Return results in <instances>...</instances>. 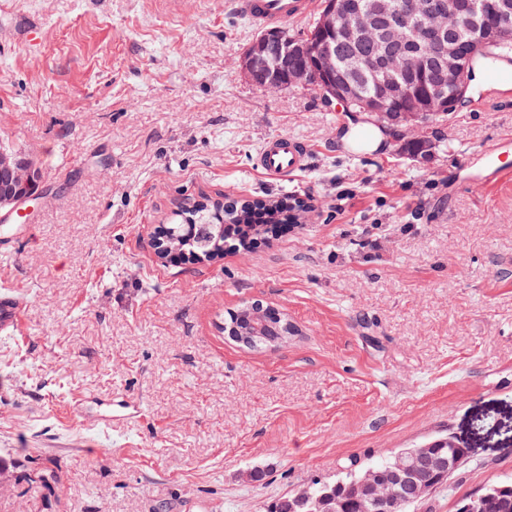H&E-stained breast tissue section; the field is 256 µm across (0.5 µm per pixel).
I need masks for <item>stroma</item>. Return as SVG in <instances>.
I'll list each match as a JSON object with an SVG mask.
<instances>
[{"mask_svg":"<svg viewBox=\"0 0 512 512\" xmlns=\"http://www.w3.org/2000/svg\"><path fill=\"white\" fill-rule=\"evenodd\" d=\"M4 29L0 146L42 179L0 265L25 304L0 338V512H265L445 433L473 455L411 512L512 479V183L458 169L480 152L512 166V90L481 111L476 78L423 166L355 149L369 114L236 74L259 29L230 0H0ZM280 135L311 149L285 180L253 165ZM287 195L313 216L256 250H155L186 199ZM254 303L294 335L230 341L229 312ZM116 389L142 408L134 428L73 401Z\"/></svg>","mask_w":512,"mask_h":512,"instance_id":"obj_1","label":"stroma"}]
</instances>
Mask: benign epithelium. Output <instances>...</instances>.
I'll return each mask as SVG.
<instances>
[{"instance_id":"obj_1","label":"benign epithelium","mask_w":512,"mask_h":512,"mask_svg":"<svg viewBox=\"0 0 512 512\" xmlns=\"http://www.w3.org/2000/svg\"><path fill=\"white\" fill-rule=\"evenodd\" d=\"M476 28L477 35L461 41L448 34V25ZM512 41V0H498L493 17H487L481 0H376L361 5L356 0H325L314 32L288 38L278 32L257 36L237 62V73L272 90L299 88L315 81L322 96L346 105L359 95L358 86L338 65L353 58L375 77L368 109L378 124L389 120L403 126L397 152L420 144L423 156L433 155L425 141V118L445 112L461 101L469 88L474 61L491 45ZM404 99L411 110H399ZM41 181L34 161L13 150L0 148V209H17L37 196ZM453 450L439 451L435 439L396 453L388 470L393 481L383 480L373 467L352 475L347 494L378 505L382 512H402L395 486L415 483L427 497L434 485L427 473L445 477L471 458L468 442L448 440ZM491 493L483 491L460 499L456 512H488Z\"/></svg>"}]
</instances>
